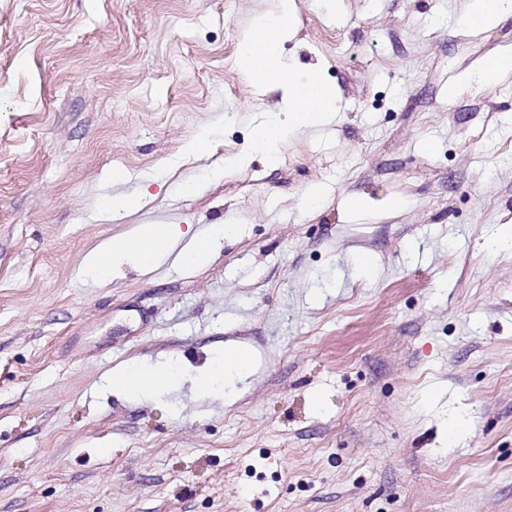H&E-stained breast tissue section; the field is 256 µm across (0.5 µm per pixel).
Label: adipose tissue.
Listing matches in <instances>:
<instances>
[{
    "instance_id": "obj_1",
    "label": "adipose tissue",
    "mask_w": 512,
    "mask_h": 512,
    "mask_svg": "<svg viewBox=\"0 0 512 512\" xmlns=\"http://www.w3.org/2000/svg\"><path fill=\"white\" fill-rule=\"evenodd\" d=\"M270 2V8L256 14L243 32L237 64L252 87L275 88L282 93L279 111L263 114L252 127L253 147L274 160L289 131L331 122L336 117V103L333 90L325 85L319 70H295L281 55L282 43L295 29L294 0ZM239 233V225L228 221L212 225L208 233L185 242L177 225L140 224L133 235L109 239L90 252L83 270L91 279L104 281L115 265L130 257H139L149 270L172 254L179 263L194 266ZM253 364L254 355L249 348L228 346L209 364L207 375L230 386L248 375Z\"/></svg>"
}]
</instances>
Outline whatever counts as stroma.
<instances>
[{
  "label": "stroma",
  "instance_id": "stroma-1",
  "mask_svg": "<svg viewBox=\"0 0 512 512\" xmlns=\"http://www.w3.org/2000/svg\"><path fill=\"white\" fill-rule=\"evenodd\" d=\"M469 2L295 0L282 57L336 120L273 163L251 133L280 93L236 64L265 0H0V512H512V250L487 245L512 80L473 68L512 16L475 34ZM117 168L150 199L120 219ZM228 220L204 266L83 275L136 225ZM233 343L255 366L228 401L203 368ZM124 365L179 375L131 398Z\"/></svg>",
  "mask_w": 512,
  "mask_h": 512
}]
</instances>
